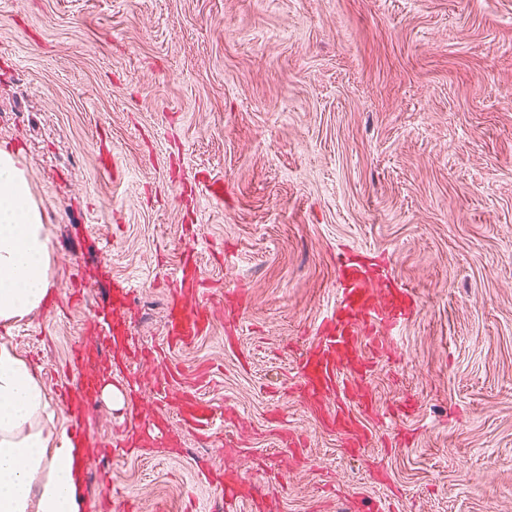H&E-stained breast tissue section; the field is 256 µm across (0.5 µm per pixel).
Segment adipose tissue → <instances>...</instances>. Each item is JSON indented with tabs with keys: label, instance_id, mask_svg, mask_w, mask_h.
I'll use <instances>...</instances> for the list:
<instances>
[{
	"label": "adipose tissue",
	"instance_id": "ef3b65f1",
	"mask_svg": "<svg viewBox=\"0 0 512 512\" xmlns=\"http://www.w3.org/2000/svg\"><path fill=\"white\" fill-rule=\"evenodd\" d=\"M43 214L15 153L0 148V325L8 327L52 295ZM53 415L24 359L0 345V512H82L78 448Z\"/></svg>",
	"mask_w": 512,
	"mask_h": 512
}]
</instances>
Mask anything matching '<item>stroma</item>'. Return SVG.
Segmentation results:
<instances>
[{"mask_svg":"<svg viewBox=\"0 0 512 512\" xmlns=\"http://www.w3.org/2000/svg\"><path fill=\"white\" fill-rule=\"evenodd\" d=\"M0 148L15 150L52 248L50 307L0 330L48 397L83 382L72 346L111 281L135 287L119 390L144 384L127 452L98 400L111 494L138 512H512V0H0ZM222 183L224 197L207 194ZM194 247L209 332L168 347ZM367 251L416 293L370 380L368 447L304 404L297 363ZM175 370L220 412L210 438L154 389Z\"/></svg>","mask_w":512,"mask_h":512,"instance_id":"stroma-1","label":"stroma"}]
</instances>
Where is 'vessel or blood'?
Here are the masks:
<instances>
[{"instance_id": "obj_1", "label": "vessel or blood", "mask_w": 512, "mask_h": 512, "mask_svg": "<svg viewBox=\"0 0 512 512\" xmlns=\"http://www.w3.org/2000/svg\"><path fill=\"white\" fill-rule=\"evenodd\" d=\"M336 266L338 299L312 337L301 359L300 373L312 406L320 410L326 402H333L330 422L346 429L351 446L359 447L366 430L350 406L357 402L367 410L373 407L363 380L368 368L364 354L385 352L395 327L412 316L416 300L408 289L383 281L379 264L341 257ZM180 272L165 322L167 341L175 346L193 342L206 334L210 325L209 311L199 301L201 278L192 250H185ZM132 294L128 281H114L108 306L95 314L111 343L126 340L127 327L122 321V310L130 303ZM95 401L94 376H87L80 388H61L60 403L67 414L73 441H81L85 412ZM216 420L217 412L211 404L194 390L183 391L178 410L181 426L208 436L213 434Z\"/></svg>"}]
</instances>
